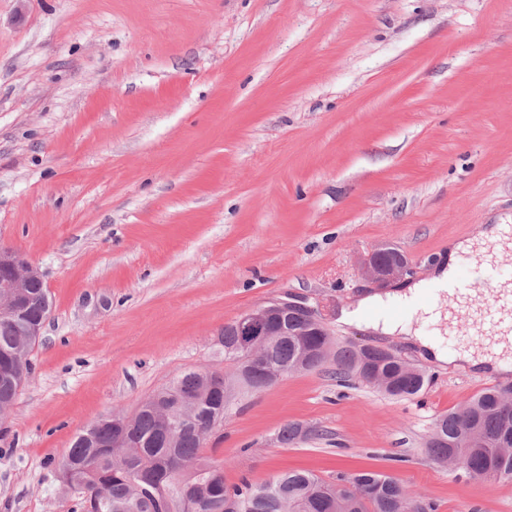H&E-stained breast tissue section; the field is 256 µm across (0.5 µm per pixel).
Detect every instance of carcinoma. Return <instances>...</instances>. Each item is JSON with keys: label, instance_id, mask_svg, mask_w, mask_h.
Returning a JSON list of instances; mask_svg holds the SVG:
<instances>
[{"label": "carcinoma", "instance_id": "cac0c4a2", "mask_svg": "<svg viewBox=\"0 0 512 512\" xmlns=\"http://www.w3.org/2000/svg\"><path fill=\"white\" fill-rule=\"evenodd\" d=\"M36 300L20 322L0 321V355L20 352L24 374L31 373L34 342L20 335L23 324L40 319L50 302L48 289L35 283ZM304 348L293 337L274 346L275 366L290 373ZM336 376L363 378L371 367L378 391L394 399L418 395L428 383L426 374L409 369L398 356L338 348L333 358ZM216 372L189 370L150 397L124 429L122 448L112 447V421L79 434L69 448V467H56L60 482L80 495L82 512H434V505L413 493L393 476L360 472L340 481L323 479L308 470H290L262 485L229 487L224 468L202 453L212 417L208 396ZM20 384L0 380V409L17 399ZM290 422L278 439L292 443L308 434ZM512 436V384L487 387L466 408L440 416L429 434L428 453L445 464L455 455L465 472L484 481L512 480V457L500 455L501 444Z\"/></svg>", "mask_w": 512, "mask_h": 512}]
</instances>
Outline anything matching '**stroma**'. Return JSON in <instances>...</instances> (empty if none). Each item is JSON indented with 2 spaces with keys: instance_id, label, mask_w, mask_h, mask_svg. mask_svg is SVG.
<instances>
[{
  "instance_id": "1",
  "label": "stroma",
  "mask_w": 512,
  "mask_h": 512,
  "mask_svg": "<svg viewBox=\"0 0 512 512\" xmlns=\"http://www.w3.org/2000/svg\"><path fill=\"white\" fill-rule=\"evenodd\" d=\"M512 225V0H0V244L39 267L50 314L0 424V512H74L72 440L184 371L281 297L338 347L429 375L398 400L334 363L239 396L205 456L227 483L307 469L400 479L436 512H512V482L435 463V420L512 383L337 322L389 244L430 279L454 239ZM452 352L465 316L418 310ZM316 429L294 444L288 422Z\"/></svg>"
}]
</instances>
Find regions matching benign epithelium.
Returning <instances> with one entry per match:
<instances>
[{"mask_svg": "<svg viewBox=\"0 0 512 512\" xmlns=\"http://www.w3.org/2000/svg\"><path fill=\"white\" fill-rule=\"evenodd\" d=\"M362 275L380 288L413 274L407 257L387 247H376L359 261ZM34 280L44 281L43 273L30 265L23 253L13 247L0 246V319L9 321L28 302L27 288ZM302 310L306 314L309 329L329 335L324 322L316 311L306 306L293 304L288 299H278L260 308L243 311L231 325L236 341L225 347L227 353L237 356L244 367L235 375L221 374L218 377L224 396L230 397L242 391L256 392L248 385L253 372L265 375V386L274 384L281 372L273 368L263 356V349L274 342V337L286 335L284 329L288 316Z\"/></svg>", "mask_w": 512, "mask_h": 512, "instance_id": "benign-epithelium-1", "label": "benign epithelium"}]
</instances>
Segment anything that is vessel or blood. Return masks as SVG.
Returning a JSON list of instances; mask_svg holds the SVG:
<instances>
[{
	"instance_id": "vessel-or-blood-1",
	"label": "vessel or blood",
	"mask_w": 512,
	"mask_h": 512,
	"mask_svg": "<svg viewBox=\"0 0 512 512\" xmlns=\"http://www.w3.org/2000/svg\"><path fill=\"white\" fill-rule=\"evenodd\" d=\"M474 290L473 283L458 276L449 280L446 289L431 287L422 301L437 313L441 310L444 296H454L461 309L476 317L489 335L512 334V293H504L492 286L487 289L484 300L478 301L473 296Z\"/></svg>"
}]
</instances>
